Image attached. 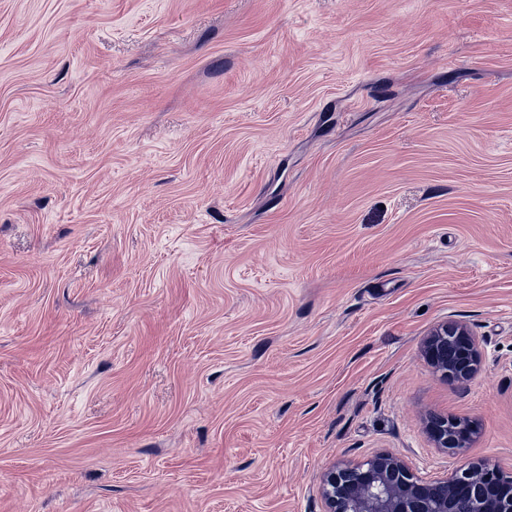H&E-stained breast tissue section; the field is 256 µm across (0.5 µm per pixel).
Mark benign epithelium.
Returning <instances> with one entry per match:
<instances>
[{
    "label": "benign epithelium",
    "instance_id": "1",
    "mask_svg": "<svg viewBox=\"0 0 512 512\" xmlns=\"http://www.w3.org/2000/svg\"><path fill=\"white\" fill-rule=\"evenodd\" d=\"M422 355L444 379L470 381L483 362L479 338L461 321L435 325L422 343ZM433 447L458 454L477 431L474 422L431 415L424 423ZM324 512H512V473L485 463L462 464L451 473L422 478L394 452H379L365 461L333 466L321 476Z\"/></svg>",
    "mask_w": 512,
    "mask_h": 512
}]
</instances>
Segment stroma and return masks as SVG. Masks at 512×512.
<instances>
[{"label":"stroma","mask_w":512,"mask_h":512,"mask_svg":"<svg viewBox=\"0 0 512 512\" xmlns=\"http://www.w3.org/2000/svg\"><path fill=\"white\" fill-rule=\"evenodd\" d=\"M387 450L512 472V0H0V512H323ZM426 336L422 355L442 378L465 383L481 370L480 340L468 324L448 319L435 325ZM424 428L434 448L453 455L467 448L477 431L470 420L443 415L427 417Z\"/></svg>","instance_id":"stroma-1"}]
</instances>
